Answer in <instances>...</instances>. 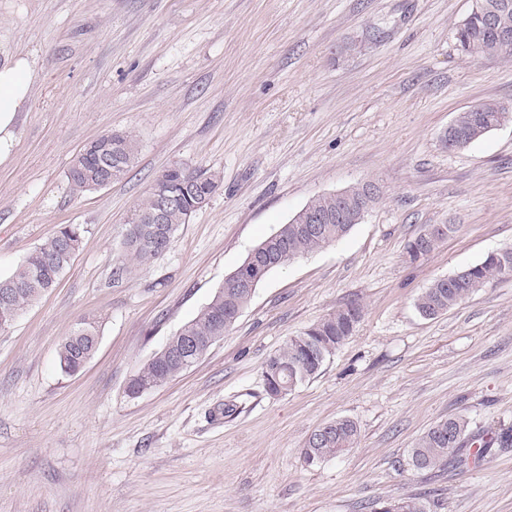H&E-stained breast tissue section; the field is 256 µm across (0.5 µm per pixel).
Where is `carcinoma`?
Here are the masks:
<instances>
[{
	"label": "carcinoma",
	"mask_w": 512,
	"mask_h": 512,
	"mask_svg": "<svg viewBox=\"0 0 512 512\" xmlns=\"http://www.w3.org/2000/svg\"><path fill=\"white\" fill-rule=\"evenodd\" d=\"M476 6L457 29L456 40L461 52L469 55L512 57V47L500 51L496 33L486 19L493 15L499 24L512 28V0H475ZM512 121V106L500 101H486L457 113L452 121L460 136L458 143L468 147L498 126ZM139 155L137 140L127 132H110L91 143V150L78 153L68 170V180L76 192L101 189L127 177ZM223 181L221 174L209 168L189 169L174 165L159 175L138 200L126 225L125 257L119 259L112 276L120 280L132 273L130 261L148 263L161 256L172 243L178 227L189 222L193 214L209 205ZM171 198L162 223L153 220L161 196ZM378 196L358 183L343 191L313 198L306 208L328 218L323 224L302 223L303 211L293 221L280 225L276 233L258 244L261 252L255 263H241L234 274L244 276L249 288L224 285L198 314L183 324L129 380L127 392L134 396L158 387L186 371L216 342L224 338L242 310L250 303L255 288L268 274L290 260L307 255L346 236L350 222L336 219L358 204H374ZM447 233L426 239L419 233L408 240L406 256L415 263L431 253L457 225H446ZM84 229L66 224L43 244L36 247L8 276L0 277V329L10 326L38 297L54 288L72 257L80 249ZM512 272V252L505 255L491 251L477 264L446 280L435 279L417 297L416 308L426 318H436L458 306L469 294ZM362 318V308L351 303L338 309L287 339L264 367L266 391L273 397L284 395L317 376L325 363L352 336ZM99 335L96 322L84 318L62 340L57 351L59 369L66 375L79 373L97 351ZM194 348H186L187 343ZM321 437L308 438L303 455L307 464L316 465L346 450L358 435L357 424L341 418L323 425ZM478 441L470 433L469 421L451 417L432 425L419 437L408 454V465L415 471L433 470L449 464L466 465L478 460L468 443ZM373 512H430L423 501L397 499L379 502Z\"/></svg>",
	"instance_id": "cac0c4a2"
}]
</instances>
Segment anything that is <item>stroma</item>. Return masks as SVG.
I'll return each mask as SVG.
<instances>
[{"label": "stroma", "instance_id": "1", "mask_svg": "<svg viewBox=\"0 0 512 512\" xmlns=\"http://www.w3.org/2000/svg\"><path fill=\"white\" fill-rule=\"evenodd\" d=\"M472 0H0V66L38 75L0 164V276L63 224L84 228L55 288L0 330V512H512V447L414 471L433 424L512 428V274L422 317L439 277L512 246V122L445 150L457 112L512 101V58L462 54ZM131 133L133 171L78 193L74 156ZM223 185L163 255L112 278L128 218L168 167ZM371 182L380 198L343 238L273 270L222 340L166 384L129 379L206 305L261 240L310 200ZM428 224H454L404 260ZM357 303L321 373L286 395L263 368L289 336ZM94 315L74 376L57 350ZM341 417L356 442L308 465L310 434ZM447 228V233L444 235H438L445 231V226ZM435 224V225H427L424 229L417 234L412 239L408 240L405 246L406 256L410 263H415L422 258H425L429 253H431L443 240H445L450 234L454 233L457 230V225L454 224ZM429 228V233L433 235H438L433 238L425 239L423 237V232ZM373 512H430L423 501L397 499L376 503Z\"/></svg>", "mask_w": 512, "mask_h": 512}]
</instances>
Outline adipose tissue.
<instances>
[{
	"mask_svg": "<svg viewBox=\"0 0 512 512\" xmlns=\"http://www.w3.org/2000/svg\"><path fill=\"white\" fill-rule=\"evenodd\" d=\"M35 75L27 59L0 67V163L10 155L17 112L27 102Z\"/></svg>",
	"mask_w": 512,
	"mask_h": 512,
	"instance_id": "ef3b65f1",
	"label": "adipose tissue"
}]
</instances>
